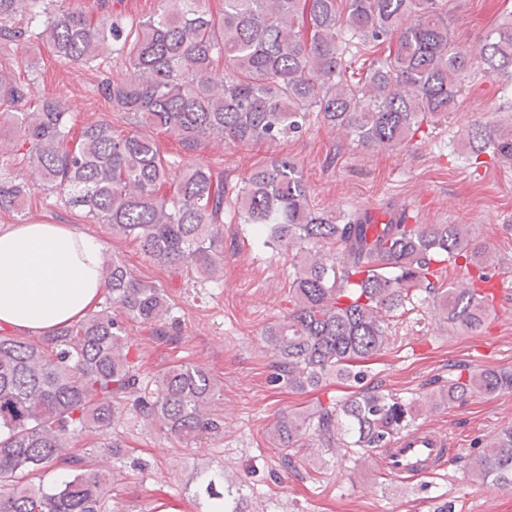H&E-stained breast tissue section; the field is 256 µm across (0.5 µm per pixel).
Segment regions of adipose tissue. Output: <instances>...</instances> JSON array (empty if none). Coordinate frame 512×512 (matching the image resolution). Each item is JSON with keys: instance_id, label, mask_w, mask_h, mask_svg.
<instances>
[{"instance_id": "adipose-tissue-1", "label": "adipose tissue", "mask_w": 512, "mask_h": 512, "mask_svg": "<svg viewBox=\"0 0 512 512\" xmlns=\"http://www.w3.org/2000/svg\"><path fill=\"white\" fill-rule=\"evenodd\" d=\"M102 246L63 224L0 230V323L41 333L82 319L106 292Z\"/></svg>"}]
</instances>
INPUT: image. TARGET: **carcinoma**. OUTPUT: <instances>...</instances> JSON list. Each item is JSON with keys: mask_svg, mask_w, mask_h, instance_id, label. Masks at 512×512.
<instances>
[{"mask_svg": "<svg viewBox=\"0 0 512 512\" xmlns=\"http://www.w3.org/2000/svg\"><path fill=\"white\" fill-rule=\"evenodd\" d=\"M48 0H0V211L25 210L29 193L8 176V153L21 154L38 187L56 192L92 224L138 243L171 272L205 282L224 277V172L179 169L161 153L154 132L192 153L207 138L233 146H274L313 122L340 130L366 150H392L456 111L472 67L502 80L512 93V13L474 51L456 43L454 0H158L137 24L99 0L92 19L77 8L49 11ZM33 39L69 64L109 55L122 73L97 91L129 129L105 121L71 135L58 98L32 104L31 84L16 78L7 56ZM368 52L352 70L346 46ZM393 44L380 56L376 47ZM471 164L481 155L512 163V125L476 123L466 133ZM296 162L271 160L235 189L234 216L262 244L292 254V308L269 327L275 381L303 390L334 373L350 395L312 412L279 418L274 430L287 450L313 429L322 445L355 448L360 457L390 447L410 431L416 406L368 379L360 364L391 340L390 314L414 293L432 295L438 322L476 333L492 313L493 274L461 224H411L393 212L382 224L368 214L336 216L311 205ZM463 268L468 285L442 281L443 264ZM110 305L34 342L0 334V512H104L109 476L63 454L84 434L114 455L108 435L117 409L187 447L224 434L215 412L221 389L205 368L180 363L142 385L127 324L156 336L180 331L166 289L140 279L118 257L102 254ZM512 388V373L459 370L425 402H455ZM58 463L71 474L58 484L30 477ZM468 473L488 486L512 485V425L471 458ZM199 491L240 512L224 491V474L206 475Z\"/></svg>", "mask_w": 512, "mask_h": 512, "instance_id": "carcinoma-1", "label": "carcinoma"}]
</instances>
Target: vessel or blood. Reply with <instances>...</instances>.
Instances as JSON below:
<instances>
[{"instance_id": "vessel-or-blood-1", "label": "vessel or blood", "mask_w": 512, "mask_h": 512, "mask_svg": "<svg viewBox=\"0 0 512 512\" xmlns=\"http://www.w3.org/2000/svg\"><path fill=\"white\" fill-rule=\"evenodd\" d=\"M447 455L446 438L419 430L384 451L383 468L387 476L409 482L441 467Z\"/></svg>"}]
</instances>
